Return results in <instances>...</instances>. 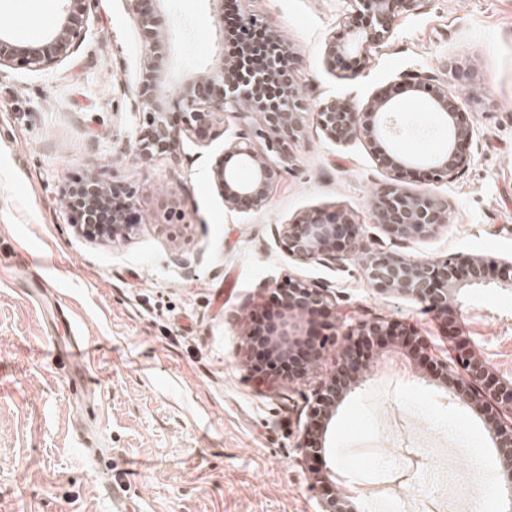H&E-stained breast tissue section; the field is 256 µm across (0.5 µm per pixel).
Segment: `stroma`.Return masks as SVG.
<instances>
[{"instance_id": "stroma-1", "label": "stroma", "mask_w": 512, "mask_h": 512, "mask_svg": "<svg viewBox=\"0 0 512 512\" xmlns=\"http://www.w3.org/2000/svg\"><path fill=\"white\" fill-rule=\"evenodd\" d=\"M227 0H156L170 42V90L216 62ZM295 53L309 112L294 160L266 206L229 210L212 180L225 143L262 126L259 112L225 113L212 137L187 135L170 155L135 149L146 120L124 93L145 45L123 0H92L80 48L41 71L0 69V512H112L96 477L126 480L135 512H320L324 499L351 496L380 468L360 459L363 439L384 453L401 447L391 414L417 440L447 439L458 466L481 454L476 480L501 495L502 464L484 417L460 405L436 364L454 352L450 335L484 357L506 360L512 289L471 288L454 325L423 304L374 288L362 258L332 265L289 256L283 225L317 211L362 225L367 245L413 260L463 252L512 260V0H421L367 57L330 58L348 0H236ZM59 0H0V28L14 43L41 42ZM441 85L473 127L467 164L453 180L433 179L426 161L444 138L436 116L405 93L409 82ZM388 94L403 124L399 149L418 159L401 186L446 197L450 221L400 242L377 224L378 189L389 181L369 144L339 145L316 124L328 100L363 108ZM94 178L132 192L139 222L123 234H83L63 200ZM178 206L182 223L168 221ZM294 276L326 288L335 330L321 328L322 357L284 380L254 372L253 338L264 315L278 316L273 288ZM396 320L423 347L373 340L369 366L398 358L385 380L367 377L338 408L324 456L297 443L316 393L331 376L336 333L371 318ZM92 339L91 365L76 401V377L62 361L72 338ZM93 454H86L85 445ZM335 474L317 483L322 470Z\"/></svg>"}]
</instances>
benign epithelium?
Listing matches in <instances>:
<instances>
[{
    "label": "benign epithelium",
    "instance_id": "1",
    "mask_svg": "<svg viewBox=\"0 0 512 512\" xmlns=\"http://www.w3.org/2000/svg\"><path fill=\"white\" fill-rule=\"evenodd\" d=\"M136 21L146 44L145 58L138 80L128 86L134 104L147 113V126L136 143L141 156L171 154L176 151L181 135L192 133L199 138L210 134L215 124L229 109L249 101L271 80L275 73L291 71L293 51L278 41L275 56L256 64L249 53L230 67L220 60L201 75L183 83L175 98L178 120L171 122L162 104L169 97L164 62L169 37L160 36L148 4L153 0H124ZM353 11L344 27L347 38L331 40L326 52L338 57L348 51L367 53L384 45L394 33L397 18L415 9L418 0H351ZM85 12L66 8L58 19V27L50 32L43 45L10 44L7 32H0V68L19 61L30 70H40L64 60L77 50L85 39ZM288 88L283 96L263 110V129L259 137L267 142L269 150H277L281 159L292 161L284 148L285 142L296 144L304 136L303 105L293 77H288ZM408 91L425 93L427 109L439 116L448 128V140L442 150L428 159L430 173L438 179H451L467 161L466 147L472 140V126L461 117L458 100L440 87L408 84ZM394 106L389 97H378L359 112L350 102L334 99L321 103L316 111L317 122L324 134L338 143L364 140L374 149L377 165L398 173L413 163V158L401 153L392 139L393 123L388 121ZM249 171V177H240V170ZM280 168L271 163L267 154L255 148L249 138L241 135L224 149V154L213 168V181L230 210L254 211L262 209L270 189L279 177ZM88 200L84 230L105 220L98 211L108 188L96 179L86 181L80 188ZM448 200L435 195H412L398 184V179L382 185L377 193L375 217L378 224L396 240H405L431 232L448 223ZM138 223L134 196L120 194V204H112V224L98 232L115 236ZM282 236L288 254L296 261L322 263L334 261L341 265L360 253L368 280L381 292L411 297L439 316L454 315L458 296L466 288L490 284L488 270L492 261H476L470 255L458 252L439 260H410L393 251H370L364 244L362 226L352 223L343 214L318 213L283 225ZM281 294V314L278 322L269 328L266 349L288 362L291 379L301 374L309 362L305 347V326L326 315L331 307L327 289L300 279L288 277L276 284ZM379 337L391 343L420 346V337L391 322L374 319L360 320L341 334V352L336 372L315 396L308 411L298 447L313 456L325 452L326 432L336 409L344 398L364 381V361L361 346ZM460 371L443 365L440 374L449 392L464 405L481 413L494 427V447L505 462L503 491L512 509V377L490 371L485 359L462 348L455 359ZM508 420H503L504 415Z\"/></svg>",
    "mask_w": 512,
    "mask_h": 512
}]
</instances>
